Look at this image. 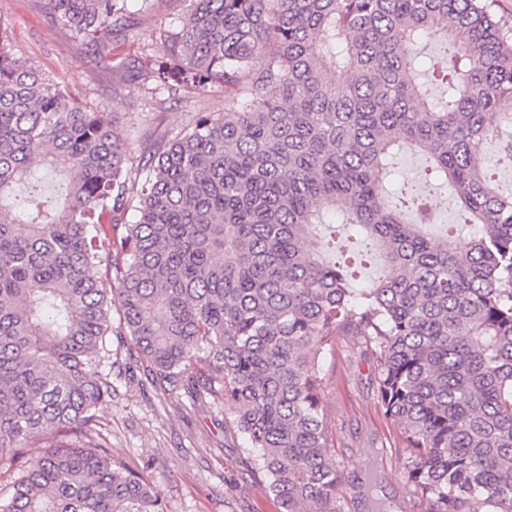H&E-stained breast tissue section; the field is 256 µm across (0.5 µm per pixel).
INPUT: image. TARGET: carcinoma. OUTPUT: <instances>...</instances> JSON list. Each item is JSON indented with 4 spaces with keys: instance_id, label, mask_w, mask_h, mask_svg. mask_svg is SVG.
Instances as JSON below:
<instances>
[{
    "instance_id": "carcinoma-1",
    "label": "carcinoma",
    "mask_w": 512,
    "mask_h": 512,
    "mask_svg": "<svg viewBox=\"0 0 512 512\" xmlns=\"http://www.w3.org/2000/svg\"><path fill=\"white\" fill-rule=\"evenodd\" d=\"M127 2L44 8L105 65ZM184 2L166 69L125 71L187 103L222 87L224 111L138 171L109 110L17 58L0 21V213L17 210L0 221V512H166L102 433L114 333L155 386L232 408L285 512H345L349 489L386 512L376 467L344 484L321 403L324 356L351 336L416 512H512V192L483 166L492 145L512 163V25L487 0ZM423 40L447 53L443 106L416 78ZM402 144L430 166L389 196ZM438 177L479 234L423 235ZM336 209L389 268L363 288L336 261Z\"/></svg>"
}]
</instances>
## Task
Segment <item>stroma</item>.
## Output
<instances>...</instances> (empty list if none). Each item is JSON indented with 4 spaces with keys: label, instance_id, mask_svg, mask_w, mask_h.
I'll use <instances>...</instances> for the list:
<instances>
[{
    "label": "stroma",
    "instance_id": "35a3bbf8",
    "mask_svg": "<svg viewBox=\"0 0 512 512\" xmlns=\"http://www.w3.org/2000/svg\"><path fill=\"white\" fill-rule=\"evenodd\" d=\"M128 8L132 27L127 34L101 36L111 50L109 67L89 61L85 46L53 21L43 0H0V18L10 25L18 57L115 112L138 165L150 135L180 132L193 112L223 111L224 91L213 89L186 104L162 89L148 93L131 87L121 99H113L119 82L115 63L142 55L161 24L175 22L180 12L178 0H156L149 8L143 0H129ZM111 349L114 390L99 407L110 451L148 477L167 512H285L264 476L254 472L241 436L228 427L229 408L208 397H191L181 388L164 391L147 384L129 337H112ZM327 362L334 371L321 401L335 436L337 461L382 458L377 496L388 512H412L413 488L404 478L406 455L397 446L400 430L377 405L360 347L350 337H337Z\"/></svg>",
    "mask_w": 512,
    "mask_h": 512
}]
</instances>
